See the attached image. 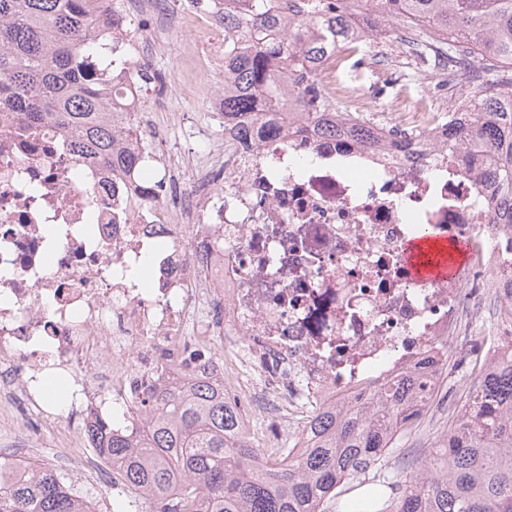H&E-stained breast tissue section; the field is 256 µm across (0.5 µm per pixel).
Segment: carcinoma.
<instances>
[{
	"label": "carcinoma",
	"instance_id": "1",
	"mask_svg": "<svg viewBox=\"0 0 512 512\" xmlns=\"http://www.w3.org/2000/svg\"><path fill=\"white\" fill-rule=\"evenodd\" d=\"M224 121L241 112H317L340 105L323 95L316 62L331 39L357 34V55L371 51L381 23L397 25L425 61L443 58L449 77L468 74L466 44L485 75L481 111L460 113L493 153L487 177L501 188L502 223L512 225V0H381L378 16L355 30L371 0H303V18L288 24L292 0H222ZM121 14L116 0H0V112L29 129L55 127L69 149L112 170L131 169L132 153L115 148L112 79L93 75L109 59L123 73L137 35L114 37L101 20ZM375 141L367 121L334 128ZM423 400L406 379L378 398L339 412L315 411L299 428L311 447L270 448L242 431L224 396L202 384L149 399L147 424L133 437L95 427L96 450L116 466L112 512H343L347 496L367 488L372 512H512V353L488 370L472 359L467 387L448 400L443 451L396 480L381 475L385 457L408 432L398 418ZM0 512H92L68 473L31 467L27 479L0 483Z\"/></svg>",
	"mask_w": 512,
	"mask_h": 512
}]
</instances>
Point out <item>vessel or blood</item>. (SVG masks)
<instances>
[{
  "label": "vessel or blood",
  "instance_id": "1",
  "mask_svg": "<svg viewBox=\"0 0 512 512\" xmlns=\"http://www.w3.org/2000/svg\"><path fill=\"white\" fill-rule=\"evenodd\" d=\"M467 249V243L462 240L449 245L434 237L423 236L408 244V264L416 278L442 281L460 265L459 255Z\"/></svg>",
  "mask_w": 512,
  "mask_h": 512
}]
</instances>
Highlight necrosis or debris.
Wrapping results in <instances>:
<instances>
[{
    "instance_id": "4bbe7bcc",
    "label": "necrosis or debris",
    "mask_w": 512,
    "mask_h": 512,
    "mask_svg": "<svg viewBox=\"0 0 512 512\" xmlns=\"http://www.w3.org/2000/svg\"><path fill=\"white\" fill-rule=\"evenodd\" d=\"M316 71L344 111L383 132L369 145L303 114L260 128L239 114L223 145L198 155L139 123L141 167L114 172L69 152L50 126L0 113V424L10 427L9 480L32 430L51 424L47 377L72 384L68 427L79 455L93 424L135 423L148 393L223 384L242 427L289 425L339 411L389 384L443 383L474 325L482 360L512 351V226L484 180L488 147L442 150L454 114L479 108L481 69L428 106L366 92L330 62ZM194 156L181 180L172 159ZM464 240L468 260L441 282L417 279L409 242ZM152 265L150 287L129 272Z\"/></svg>"
}]
</instances>
